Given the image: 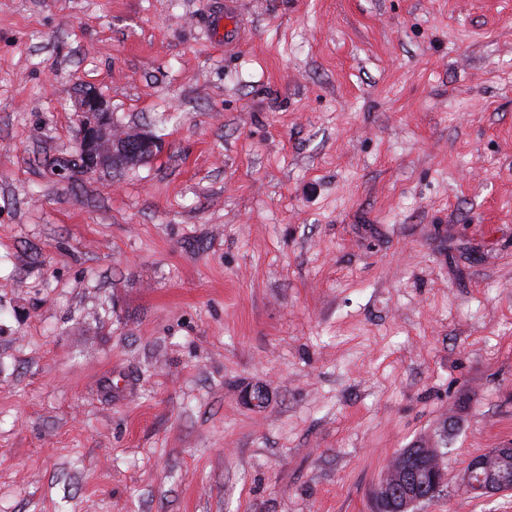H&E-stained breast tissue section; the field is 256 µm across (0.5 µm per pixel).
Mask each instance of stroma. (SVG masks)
Listing matches in <instances>:
<instances>
[{
  "label": "stroma",
  "instance_id": "obj_1",
  "mask_svg": "<svg viewBox=\"0 0 512 512\" xmlns=\"http://www.w3.org/2000/svg\"><path fill=\"white\" fill-rule=\"evenodd\" d=\"M224 2L0 0V512H512V0ZM82 123L78 164L86 172L115 168L126 163L153 158L161 149V141L140 129L118 132L104 100L86 92L81 101ZM401 474H407L408 480L401 481L395 489L394 482ZM446 480L442 455L434 443L422 448H407L399 455L395 469L387 471L373 493L374 512H408L431 492L440 488ZM431 491L425 495V490ZM441 489L432 493L430 499L440 494ZM437 494V495H438ZM460 487L477 498L512 490V445L490 448L472 457L461 477Z\"/></svg>",
  "mask_w": 512,
  "mask_h": 512
}]
</instances>
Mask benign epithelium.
<instances>
[{"instance_id": "1", "label": "benign epithelium", "mask_w": 512, "mask_h": 512, "mask_svg": "<svg viewBox=\"0 0 512 512\" xmlns=\"http://www.w3.org/2000/svg\"><path fill=\"white\" fill-rule=\"evenodd\" d=\"M81 112L78 164L86 172L140 163L153 158L161 149V141L144 130H115L106 103L93 92L84 94ZM445 480L442 455L435 444L408 448L375 488L374 512H410L427 499L426 489L434 491ZM460 487L478 498L511 491L512 445L490 448L472 457L464 469Z\"/></svg>"}]
</instances>
